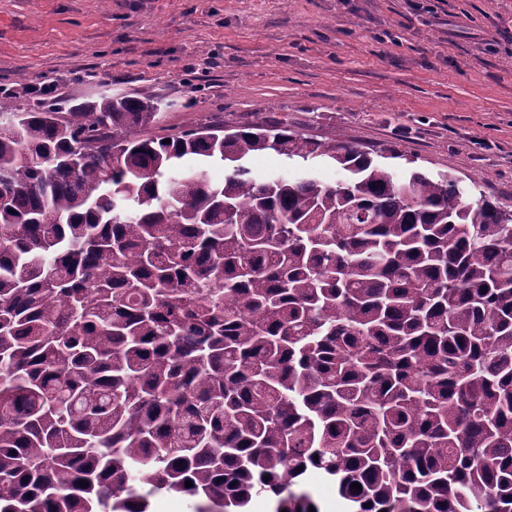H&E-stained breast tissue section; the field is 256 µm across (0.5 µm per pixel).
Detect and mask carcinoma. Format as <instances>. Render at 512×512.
<instances>
[{
    "label": "carcinoma",
    "mask_w": 512,
    "mask_h": 512,
    "mask_svg": "<svg viewBox=\"0 0 512 512\" xmlns=\"http://www.w3.org/2000/svg\"><path fill=\"white\" fill-rule=\"evenodd\" d=\"M158 115L0 95V512H308L312 472L345 512H512V211ZM262 152L346 177L258 178ZM193 501L188 496L161 493L152 501V512H192Z\"/></svg>",
    "instance_id": "cac0c4a2"
}]
</instances>
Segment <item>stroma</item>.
<instances>
[{
  "label": "stroma",
  "instance_id": "1",
  "mask_svg": "<svg viewBox=\"0 0 512 512\" xmlns=\"http://www.w3.org/2000/svg\"><path fill=\"white\" fill-rule=\"evenodd\" d=\"M57 111L159 102L191 123L289 126L512 207V0H0V90Z\"/></svg>",
  "mask_w": 512,
  "mask_h": 512
}]
</instances>
